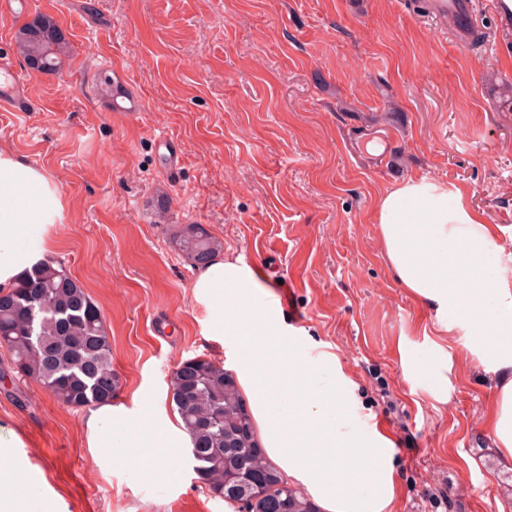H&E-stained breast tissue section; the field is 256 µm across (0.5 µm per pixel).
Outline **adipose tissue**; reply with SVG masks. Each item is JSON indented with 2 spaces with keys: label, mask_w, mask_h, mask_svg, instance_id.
Masks as SVG:
<instances>
[{
  "label": "adipose tissue",
  "mask_w": 512,
  "mask_h": 512,
  "mask_svg": "<svg viewBox=\"0 0 512 512\" xmlns=\"http://www.w3.org/2000/svg\"><path fill=\"white\" fill-rule=\"evenodd\" d=\"M65 209L59 184L44 169L0 149V288L9 289L52 251L49 229ZM377 222L401 287L421 298L440 324L467 312L481 362L498 394L488 429L499 454L512 457V286L495 277L502 252L456 187L410 178L381 196ZM215 336L234 341L232 367L247 394L267 453L324 512H393V458L379 432L349 427L354 383L335 355L309 360L281 347L289 327L248 266L215 260L192 283ZM336 374L319 387L317 370Z\"/></svg>",
  "instance_id": "1"
}]
</instances>
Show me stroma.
Segmentation results:
<instances>
[{
  "instance_id": "1",
  "label": "stroma",
  "mask_w": 512,
  "mask_h": 512,
  "mask_svg": "<svg viewBox=\"0 0 512 512\" xmlns=\"http://www.w3.org/2000/svg\"><path fill=\"white\" fill-rule=\"evenodd\" d=\"M415 0H28L0 9V58L30 108L0 112V149L47 171L66 198L52 225L62 259L102 315L120 388L113 419L178 415L172 373L226 364L173 241L203 225L224 260L255 270L311 356L336 355L361 421L393 445L394 512H512V459L487 420L498 388L464 329L440 330L401 288L375 201L406 178L459 188L497 227V277L512 285V35L473 0L482 45L459 46ZM66 37L60 72L34 73L16 36L35 16ZM108 72L140 109L97 93ZM390 132L381 156L363 145ZM178 140L175 183L159 133ZM442 371L446 384L428 378ZM86 409L17 372L0 348V442L8 466L41 474L23 512H225L193 472L186 440L154 438L139 462L93 448Z\"/></svg>"
}]
</instances>
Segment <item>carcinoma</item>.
I'll return each mask as SVG.
<instances>
[{"label": "carcinoma", "mask_w": 512, "mask_h": 512, "mask_svg": "<svg viewBox=\"0 0 512 512\" xmlns=\"http://www.w3.org/2000/svg\"><path fill=\"white\" fill-rule=\"evenodd\" d=\"M17 47L26 63L49 73L60 68L66 41L52 19L37 15L20 30ZM175 243L196 266L223 249L200 224L185 225ZM0 347L11 352L18 372L68 406H98L119 387L100 311L58 260L50 258L9 290L0 289ZM171 389L194 472L214 495L245 512H315L303 491L263 456L233 374L194 357L174 370ZM227 468L262 475L266 495L255 500L224 486Z\"/></svg>", "instance_id": "obj_1"}]
</instances>
